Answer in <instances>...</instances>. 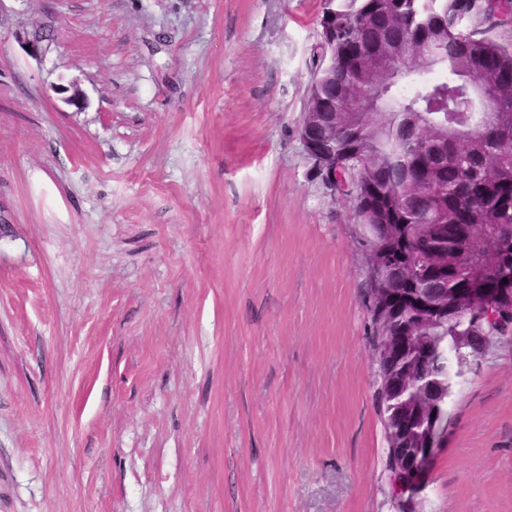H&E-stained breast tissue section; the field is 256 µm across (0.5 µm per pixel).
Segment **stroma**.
<instances>
[{"label": "stroma", "instance_id": "stroma-1", "mask_svg": "<svg viewBox=\"0 0 512 512\" xmlns=\"http://www.w3.org/2000/svg\"><path fill=\"white\" fill-rule=\"evenodd\" d=\"M321 8L0 0V512H398ZM451 376L424 512H512V335Z\"/></svg>", "mask_w": 512, "mask_h": 512}]
</instances>
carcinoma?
Returning a JSON list of instances; mask_svg holds the SVG:
<instances>
[{
    "mask_svg": "<svg viewBox=\"0 0 512 512\" xmlns=\"http://www.w3.org/2000/svg\"><path fill=\"white\" fill-rule=\"evenodd\" d=\"M506 24L497 19L491 0H339L336 4V37H375L383 62L369 79L336 61L331 73L323 57L312 55V67L322 68V92L333 100L332 84L353 83L359 96L386 102L356 120L355 133L343 143L359 145L372 168L378 194L392 201L395 221L410 234L408 250L420 262L432 253L454 247L448 227L438 214L459 211L466 224H496L500 240L512 239V112L485 116L467 111L469 88L482 84L496 89L494 74L482 63L489 57L512 68V42L496 40L492 33ZM426 58L438 66L439 78L415 85L406 94H385L386 84L406 74L407 63ZM481 124L488 133L481 144L470 141V131ZM417 165L443 169L436 183L412 177ZM490 262L448 270L436 279L441 288L453 290L483 283L512 272V248L487 243ZM370 313V344L382 336L377 325L371 290H366ZM468 315L455 321L432 323L428 351L408 353L403 360L415 369L417 385L449 384L450 355L456 336L463 332ZM383 421L399 419L405 436L416 442L425 436L420 407L403 397L382 404L375 397Z\"/></svg>",
    "mask_w": 512,
    "mask_h": 512,
    "instance_id": "obj_1",
    "label": "carcinoma"
}]
</instances>
